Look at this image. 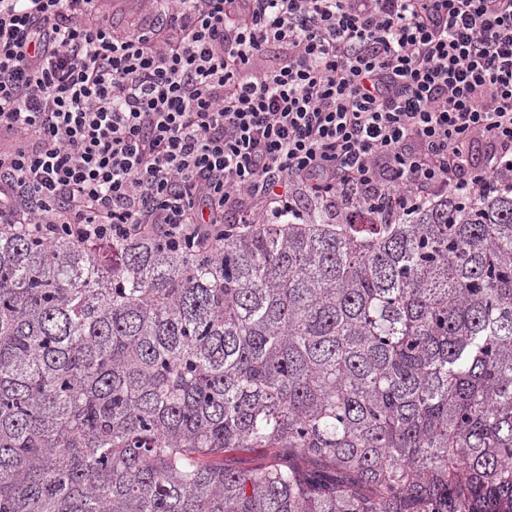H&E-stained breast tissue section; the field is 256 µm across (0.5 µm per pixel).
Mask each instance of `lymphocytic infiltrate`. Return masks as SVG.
<instances>
[{
    "label": "lymphocytic infiltrate",
    "mask_w": 512,
    "mask_h": 512,
    "mask_svg": "<svg viewBox=\"0 0 512 512\" xmlns=\"http://www.w3.org/2000/svg\"><path fill=\"white\" fill-rule=\"evenodd\" d=\"M0 0V223L217 249L512 183V0ZM100 9L103 14L110 20V22L114 23L118 28L117 32H122L123 27L127 25V23L134 16L132 14L133 4L136 3L135 0H99Z\"/></svg>",
    "instance_id": "f902f5d3"
}]
</instances>
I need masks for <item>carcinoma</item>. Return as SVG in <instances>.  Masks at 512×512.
I'll use <instances>...</instances> for the list:
<instances>
[{
    "label": "carcinoma",
    "mask_w": 512,
    "mask_h": 512,
    "mask_svg": "<svg viewBox=\"0 0 512 512\" xmlns=\"http://www.w3.org/2000/svg\"><path fill=\"white\" fill-rule=\"evenodd\" d=\"M0 512H512V187L216 251L0 228Z\"/></svg>",
    "instance_id": "cac0c4a2"
}]
</instances>
